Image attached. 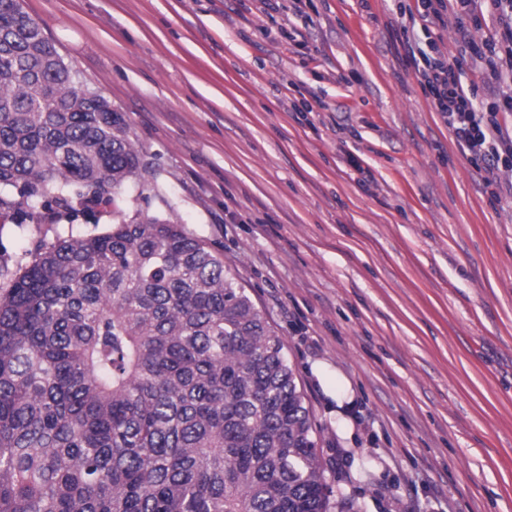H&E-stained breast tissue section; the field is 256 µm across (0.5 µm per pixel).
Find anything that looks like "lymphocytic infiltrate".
<instances>
[{
	"label": "lymphocytic infiltrate",
	"mask_w": 512,
	"mask_h": 512,
	"mask_svg": "<svg viewBox=\"0 0 512 512\" xmlns=\"http://www.w3.org/2000/svg\"><path fill=\"white\" fill-rule=\"evenodd\" d=\"M410 26L427 34L457 20V46L480 62V83L465 82L457 63L442 53L435 41L420 43L403 38L409 66L452 133L472 167L482 173L494 201L512 196V183L500 180L512 171V0H415L400 10ZM494 19L500 32L475 44L471 25ZM499 84L503 90L487 98L478 95V84Z\"/></svg>",
	"instance_id": "lymphocytic-infiltrate-1"
}]
</instances>
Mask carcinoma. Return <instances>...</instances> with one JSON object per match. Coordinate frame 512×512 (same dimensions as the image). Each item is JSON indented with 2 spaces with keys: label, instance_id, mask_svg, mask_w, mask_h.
Masks as SVG:
<instances>
[{
  "label": "carcinoma",
  "instance_id": "1",
  "mask_svg": "<svg viewBox=\"0 0 512 512\" xmlns=\"http://www.w3.org/2000/svg\"><path fill=\"white\" fill-rule=\"evenodd\" d=\"M139 170L123 115L0 0V210L15 188L69 218ZM0 276V512H329L282 337L184 225L61 230Z\"/></svg>",
  "mask_w": 512,
  "mask_h": 512
}]
</instances>
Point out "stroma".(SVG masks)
<instances>
[{
	"label": "stroma",
	"instance_id": "stroma-1",
	"mask_svg": "<svg viewBox=\"0 0 512 512\" xmlns=\"http://www.w3.org/2000/svg\"><path fill=\"white\" fill-rule=\"evenodd\" d=\"M412 2L23 7L140 154L75 230L158 216L223 251L284 340L334 498L512 512V209L406 65ZM54 231L0 211V266Z\"/></svg>",
	"mask_w": 512,
	"mask_h": 512
}]
</instances>
